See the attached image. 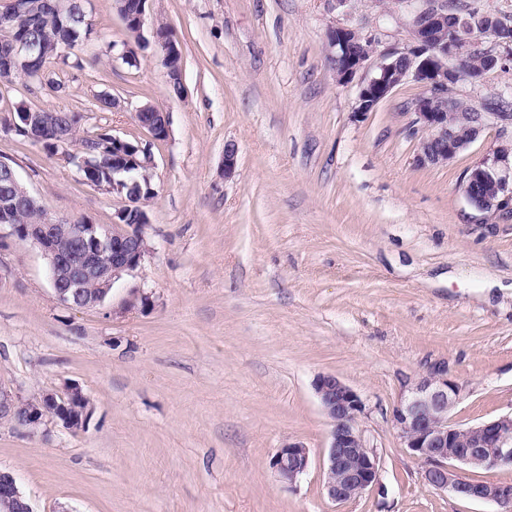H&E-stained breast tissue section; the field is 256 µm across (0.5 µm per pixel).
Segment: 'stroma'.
I'll return each mask as SVG.
<instances>
[{
	"instance_id": "35a3bbf8",
	"label": "stroma",
	"mask_w": 512,
	"mask_h": 512,
	"mask_svg": "<svg viewBox=\"0 0 512 512\" xmlns=\"http://www.w3.org/2000/svg\"><path fill=\"white\" fill-rule=\"evenodd\" d=\"M147 15L181 50L182 96L152 50L135 67L101 57L60 93L0 80L2 118L22 102L80 112L85 132L149 146L155 190L150 253L94 307L61 305L40 252L0 237V388L27 400L76 383L94 407L79 432L1 421L0 468L36 512H494L426 484L390 414L438 365L462 388L454 423L512 412V216L474 210L459 188L495 130L422 167L409 130L420 84L356 112L359 85L337 82L328 33L357 29L378 55L407 47L397 0H148ZM510 88L506 53L455 92L479 107ZM145 104L167 112L166 140L136 123ZM0 159L51 218L112 223L115 197L1 127ZM138 290L150 308L132 305ZM321 373L363 399L382 467V490L340 504L322 489ZM287 442L311 453L292 490L269 466Z\"/></svg>"
}]
</instances>
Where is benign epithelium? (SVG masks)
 Instances as JSON below:
<instances>
[{"mask_svg":"<svg viewBox=\"0 0 512 512\" xmlns=\"http://www.w3.org/2000/svg\"><path fill=\"white\" fill-rule=\"evenodd\" d=\"M409 12L413 44L381 55L370 75L359 76L368 68L373 56L372 41L350 28L338 27L329 34L330 58L335 62L336 80L349 84L360 78L356 111L372 112L406 78L425 88V94L413 104L412 126L423 132L416 162L420 166H443L477 142L489 128L497 129L498 145L478 163L467 168L460 188L468 203L479 212L512 214V113L472 112L466 125L457 130L449 123V110L457 106L448 96L456 79L459 64L453 37L462 34L472 41L482 34L494 33L502 27L490 12L479 15V23L448 9L443 0H401ZM40 57L41 48L32 41L12 45L11 53L0 58V72L11 71L12 54ZM140 125L153 137L169 136L167 113L152 105L139 107ZM28 137L40 140L41 129L51 122L43 113L25 112ZM57 157L75 166L80 179L98 190L107 187L95 181L100 163L85 154V148L74 147L66 132L57 131ZM117 146L112 155V173L126 170L129 153H138L137 167L145 181L151 180L154 160L148 148L112 136ZM238 148L224 145V177L234 176ZM0 228L9 227V234L32 243L46 261L49 283L57 300L75 309L96 306L103 302L114 283L136 270L149 244L146 227L149 217L139 224L127 223L128 212L137 205L139 194L123 192V180H112V195L122 201L113 224L104 226L86 221H69L43 217L38 224H12L13 210L40 203V199L24 185L18 170L0 160ZM67 238L70 249H58L56 242ZM92 282L97 291L89 293L84 285ZM322 411L332 425L323 470L322 487L328 499L342 503L367 490L381 486V464L375 451L368 447L359 419L365 403L346 383L333 374H320L313 383ZM462 388L448 377L443 366L408 385L407 393L392 411L391 422L397 429L403 447L425 464L424 480L438 491L473 501L491 502L497 512H512V483H488L470 479V468H512V413L495 419L459 427L452 423L450 413L461 397ZM92 415L89 397L77 385L63 393L47 392L38 398L22 401L0 390V419H11L24 430L37 428L49 417L72 431L86 427ZM311 465L310 449L300 442H288L270 459V468L278 481L294 488ZM0 512H34L22 491L17 476L0 471Z\"/></svg>","mask_w":512,"mask_h":512,"instance_id":"obj_1","label":"benign epithelium"}]
</instances>
